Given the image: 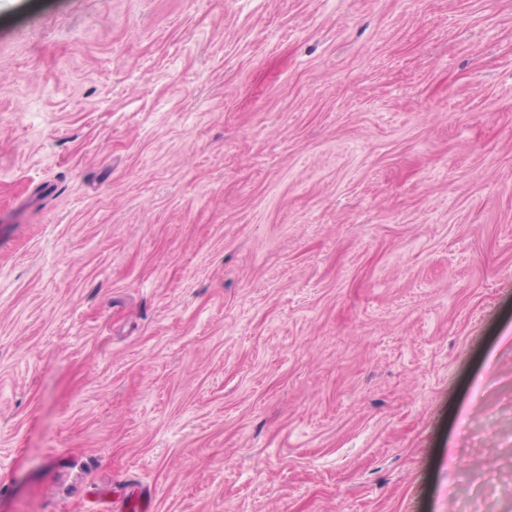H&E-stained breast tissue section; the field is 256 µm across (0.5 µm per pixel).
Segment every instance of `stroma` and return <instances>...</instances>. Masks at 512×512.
Segmentation results:
<instances>
[{"instance_id": "obj_1", "label": "stroma", "mask_w": 512, "mask_h": 512, "mask_svg": "<svg viewBox=\"0 0 512 512\" xmlns=\"http://www.w3.org/2000/svg\"><path fill=\"white\" fill-rule=\"evenodd\" d=\"M512 512V0H0V512Z\"/></svg>"}]
</instances>
